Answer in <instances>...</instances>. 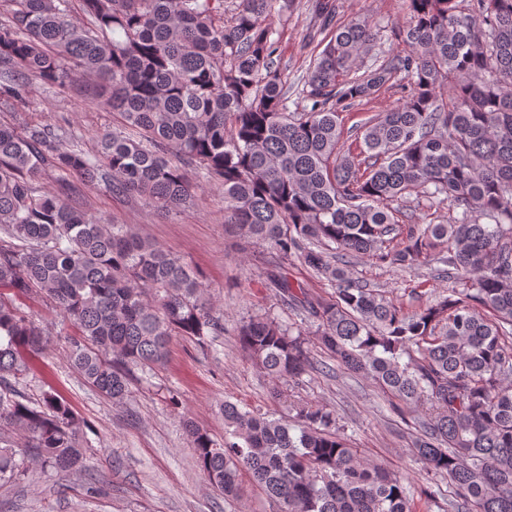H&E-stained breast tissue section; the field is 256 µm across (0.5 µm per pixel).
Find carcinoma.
Wrapping results in <instances>:
<instances>
[{
    "label": "carcinoma",
    "instance_id": "obj_1",
    "mask_svg": "<svg viewBox=\"0 0 512 512\" xmlns=\"http://www.w3.org/2000/svg\"><path fill=\"white\" fill-rule=\"evenodd\" d=\"M0 16V108L24 107L38 86L95 83L88 100L124 130L93 150L51 129L0 123V483L28 467L1 433L22 435L30 462L83 469L84 421L63 399L22 401L14 384L47 339L14 297L45 295L76 334L67 354L98 392L122 404L129 372L162 364L175 336L224 332L199 275L124 225L95 221L63 178L107 183L166 212L193 204L196 174L224 190V212L247 242L325 277L310 294L282 271L266 286L316 326L318 344L346 370L415 407L414 448L425 470L454 487L453 512H512V0H405L406 20L368 19L321 40L288 107L274 19L293 0H6ZM309 10L332 25L335 0ZM402 42L375 67L380 41ZM406 80L396 108L341 146V113ZM60 174L56 186L39 180ZM415 193L460 210L451 224H404ZM429 267L446 293L417 309L367 287L349 258ZM239 346L273 383L314 369L302 330L256 315L236 324ZM276 417L224 402V442L185 424L195 462L227 499L242 477L280 512H416L399 478L365 463L340 435L336 411L302 402Z\"/></svg>",
    "mask_w": 512,
    "mask_h": 512
}]
</instances>
